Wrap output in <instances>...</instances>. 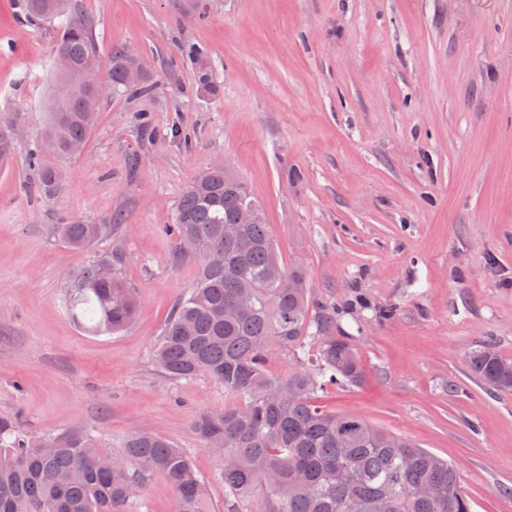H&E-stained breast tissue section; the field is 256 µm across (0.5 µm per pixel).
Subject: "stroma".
<instances>
[{
  "label": "stroma",
  "instance_id": "obj_1",
  "mask_svg": "<svg viewBox=\"0 0 512 512\" xmlns=\"http://www.w3.org/2000/svg\"><path fill=\"white\" fill-rule=\"evenodd\" d=\"M79 2L97 61L135 48L159 88L106 95L83 155L59 162L64 189L31 191L54 33L0 0V113L24 117L0 172V418L37 435L84 427L110 450L133 430L163 435L191 457L213 512H263V491L225 497L221 459L193 429L232 405L223 385L173 381L152 362L197 276L165 228L221 158L360 356L361 382L319 404L448 459L474 512H512V392L467 366L488 341L512 357V0H213L203 20L178 0ZM184 41L208 49L219 97L193 94ZM114 216L122 229L93 252L126 255L136 314L121 335L93 336L62 301L89 254L52 227ZM175 510L160 475L125 506Z\"/></svg>",
  "mask_w": 512,
  "mask_h": 512
}]
</instances>
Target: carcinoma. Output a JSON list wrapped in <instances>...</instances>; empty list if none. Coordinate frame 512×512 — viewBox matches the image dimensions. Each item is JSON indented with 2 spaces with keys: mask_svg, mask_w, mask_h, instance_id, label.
<instances>
[{
  "mask_svg": "<svg viewBox=\"0 0 512 512\" xmlns=\"http://www.w3.org/2000/svg\"><path fill=\"white\" fill-rule=\"evenodd\" d=\"M22 15L55 27L52 79L44 103L40 138L55 143L54 154L36 146L29 165L38 172L36 189L51 195L65 186L55 160L86 144L106 90L150 97L154 74L127 80L131 61L115 46L102 82L72 91L70 79L85 66L98 67L94 23L76 0H19ZM196 74V93L215 98L221 88L201 44H179ZM17 141L0 126V170L13 161ZM258 204L247 183L231 170L205 168L177 205L167 231L196 252L197 281L166 320L154 361L166 377L181 381L205 374L237 398L222 413L193 422L209 448H224L218 476L237 499L260 488L265 512H473L458 471L448 460L404 437L369 424L356 414L328 412L317 404L329 384L359 383L360 358L335 333L336 309L310 299L303 271L280 259L263 216L224 233L239 210ZM119 224H58L57 236L70 248L90 250ZM221 254L224 263L206 257ZM121 253L93 257L64 286L67 313L90 334H118L136 313V289L122 274ZM318 345L315 364L287 376L268 373L270 347L302 354L306 340ZM470 373L482 383L512 391V359L488 341L469 354ZM156 475L172 487L177 512H213L204 481L191 458L169 439L149 431L129 433L118 449H100L87 429L29 435L9 418L0 419V512H122Z\"/></svg>",
  "mask_w": 512,
  "mask_h": 512,
  "instance_id": "cac0c4a2",
  "label": "carcinoma"
}]
</instances>
